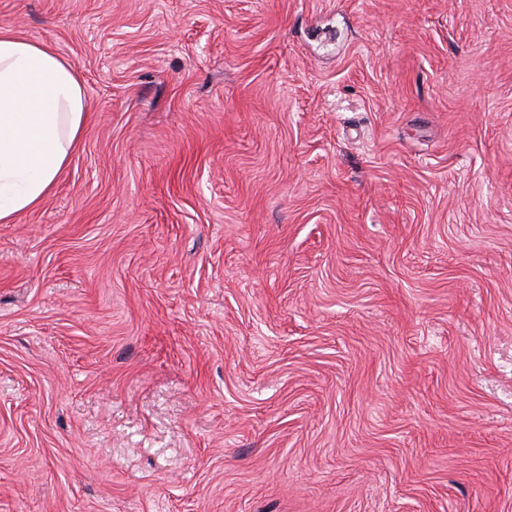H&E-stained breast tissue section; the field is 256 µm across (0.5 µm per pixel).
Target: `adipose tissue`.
Returning <instances> with one entry per match:
<instances>
[{
	"label": "adipose tissue",
	"mask_w": 512,
	"mask_h": 512,
	"mask_svg": "<svg viewBox=\"0 0 512 512\" xmlns=\"http://www.w3.org/2000/svg\"><path fill=\"white\" fill-rule=\"evenodd\" d=\"M87 117L73 66L47 46L0 31V223L49 194Z\"/></svg>",
	"instance_id": "ef3b65f1"
}]
</instances>
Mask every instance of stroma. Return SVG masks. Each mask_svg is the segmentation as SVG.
<instances>
[{"label": "stroma", "mask_w": 512, "mask_h": 512, "mask_svg": "<svg viewBox=\"0 0 512 512\" xmlns=\"http://www.w3.org/2000/svg\"><path fill=\"white\" fill-rule=\"evenodd\" d=\"M89 116L0 223V512H512V0H0Z\"/></svg>", "instance_id": "obj_1"}]
</instances>
